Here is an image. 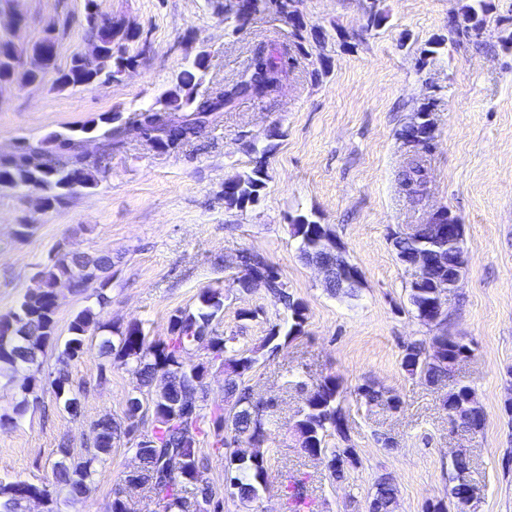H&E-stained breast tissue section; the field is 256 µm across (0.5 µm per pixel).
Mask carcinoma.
Segmentation results:
<instances>
[{
    "mask_svg": "<svg viewBox=\"0 0 512 512\" xmlns=\"http://www.w3.org/2000/svg\"><path fill=\"white\" fill-rule=\"evenodd\" d=\"M296 0H242L235 13L237 26L253 14L275 10L294 20L297 16ZM485 19L477 10L463 7V24L456 33L460 37H479L484 30ZM68 21L52 22L45 35L26 49H20L12 39L0 38V83L17 78L27 84L40 85L44 77L21 68L20 60L29 53H42L45 43H50L51 52L45 56L48 70L55 69L57 47L66 34ZM286 51L274 44L259 46L253 53L248 68L232 85L220 92L209 94L199 91V73L206 70V58L200 56L191 68L183 70L177 83L162 94L164 111L168 119L150 129L160 131V149L170 150L209 134L210 123L217 113L224 111L242 98L262 100L271 97L287 76ZM132 63L125 53L100 52L94 59H85L79 54L71 58L67 70L57 73L53 87L74 88L95 82H107ZM107 128L101 133V153L98 158L81 161L79 147L91 128L68 127L53 132L45 138L30 142H19L17 153L0 157V188L18 190L40 189L45 192L44 205L48 208L65 203L79 188H93L107 172L105 161L112 149L123 144V125L119 115L106 118ZM430 123L412 125L401 132L404 143L411 145V159L399 174L401 183L410 194H423L427 184V170L421 163L419 147L426 146ZM266 176L264 160L257 158L251 173L238 177L225 185L224 198L230 206L242 207L257 200ZM294 236L300 239L302 258L319 247L317 239L309 236L302 222L293 225ZM392 245L399 260L408 261L416 249L408 238L393 234ZM112 268L108 255H90L82 252H63L52 263L36 275V285L23 295L10 315L0 320V379L14 381L15 374L25 368L34 374L24 378L20 385V399L13 407V414L1 415L0 425L12 423L24 416L30 407L40 402L39 391L42 379L36 377L41 370L46 349L56 341V312L52 301L53 287L59 280L74 282L73 292L81 294L97 287L98 303L107 296L110 277L106 272ZM273 275L271 294L285 307L292 310L295 323L290 332L301 333L305 322L304 307L291 299L286 284L277 269L269 267ZM199 306L194 312L179 311L168 323V336L162 341H150L140 323H128L117 329L114 339L101 342L103 353L128 367L138 381L135 394L127 400L125 421L117 422L109 413L103 414L94 423L92 446L86 453L74 456L67 444L58 448L59 458L54 464L52 482L40 485L26 481H3L0 479V512H26L27 503L34 496L47 501V512H60L51 487H60L68 494V500L84 499L95 483L96 477L111 454L115 442L126 438L129 450L138 452L140 468L133 475L125 474L123 484L134 483L150 489L158 500L161 512H219L224 504V490L213 485L208 476L209 457L202 445L212 449L229 450L226 456L233 479L234 494L240 499H256L260 491L267 489L264 453L254 440L267 441L270 429L264 411L253 406L251 373L258 363L259 349L266 348L276 335L265 338L259 349L238 351L229 346V340L210 327L212 320L224 308V293L219 289L206 288L198 295ZM428 300V289L410 288L409 302L420 321H425L422 308ZM106 328L100 314L91 308L78 312L69 324L70 338L58 356L56 371L48 374L49 384L56 396H65L63 409L77 415L80 409L78 397L69 390L68 361L83 350L84 339ZM203 351L208 363L220 364L233 375L224 378L226 400L229 408L208 405V386L200 376L191 373L184 363V355L192 351ZM457 363V353H440L434 345L424 341L414 342L405 349L402 365L412 375H421L430 384H439L452 377ZM369 403L384 402L397 409L400 400L373 387L358 388ZM140 396L151 398L154 404L152 415L156 424L151 430L154 446L142 448L134 433L138 426L134 399ZM343 389L340 382L326 377L317 383L292 429L298 436L301 447L311 456L327 460L332 475L344 477V462L354 456L348 445L350 438L342 412ZM448 410H471L478 416L477 431L484 427L482 409L475 405L473 390L467 385L456 384L445 399ZM338 439V445L329 446L330 438ZM192 486V497L182 495L183 488ZM289 499L293 512H302L306 505L304 483L295 480L289 485ZM396 489L390 478L383 477L375 485L369 503V512H392Z\"/></svg>",
    "mask_w": 512,
    "mask_h": 512,
    "instance_id": "obj_1",
    "label": "carcinoma"
}]
</instances>
